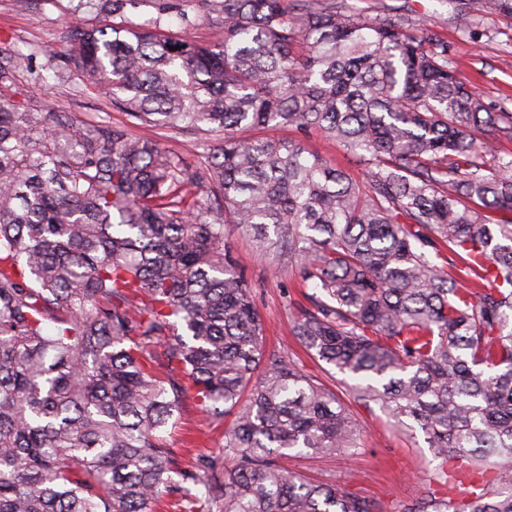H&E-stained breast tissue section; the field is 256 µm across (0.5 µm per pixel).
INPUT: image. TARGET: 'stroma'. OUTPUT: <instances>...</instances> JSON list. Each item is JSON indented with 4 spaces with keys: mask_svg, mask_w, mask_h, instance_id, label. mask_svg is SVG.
<instances>
[{
    "mask_svg": "<svg viewBox=\"0 0 512 512\" xmlns=\"http://www.w3.org/2000/svg\"><path fill=\"white\" fill-rule=\"evenodd\" d=\"M357 13L376 15L415 10L417 17L433 27L450 46L455 74L474 86L492 110H512V18L486 16L477 0H346ZM469 18L460 28L459 12ZM100 18L93 0H42L38 5H21L19 0H0V40H10L23 53L32 55V72L20 73L14 99L34 106L69 112L79 121L94 123L124 121L69 60L66 26L79 22L97 25ZM226 244L238 257L251 284L266 324L268 351L291 357L302 356L301 347L289 329L308 301L296 286V274L284 261L257 257L251 237L230 224ZM313 372L350 409L365 428L360 455H342L290 461V468L317 474L324 481L351 489L377 500L383 512H401L435 487V463L421 436L398 426L378 404L355 399L352 379L330 373L328 366L307 362ZM223 426L206 420L194 407H186L169 442L183 467L198 456L221 446Z\"/></svg>",
    "mask_w": 512,
    "mask_h": 512,
    "instance_id": "obj_1",
    "label": "stroma"
}]
</instances>
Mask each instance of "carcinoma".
Masks as SVG:
<instances>
[{"mask_svg": "<svg viewBox=\"0 0 512 512\" xmlns=\"http://www.w3.org/2000/svg\"><path fill=\"white\" fill-rule=\"evenodd\" d=\"M96 7L102 26L68 25L70 60L125 124L11 101L30 56L0 45V512H151L175 494L178 512H379L285 464L354 455L362 426L266 353L226 224L313 289L291 328L307 354L421 432L443 484L474 478L402 512H512V112L488 110L411 13ZM479 11L511 17L512 0ZM171 16L221 38H179ZM272 127L320 132L362 176L259 135ZM189 403L233 420L185 470L164 433Z\"/></svg>", "mask_w": 512, "mask_h": 512, "instance_id": "1", "label": "carcinoma"}]
</instances>
